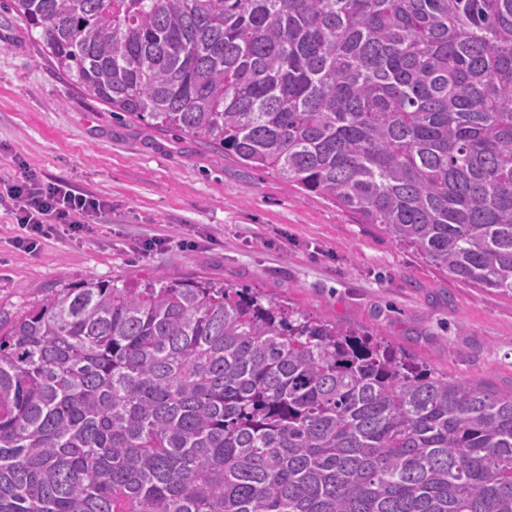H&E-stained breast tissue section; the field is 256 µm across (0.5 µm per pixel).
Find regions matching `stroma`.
I'll use <instances>...</instances> for the list:
<instances>
[{
    "label": "stroma",
    "mask_w": 512,
    "mask_h": 512,
    "mask_svg": "<svg viewBox=\"0 0 512 512\" xmlns=\"http://www.w3.org/2000/svg\"><path fill=\"white\" fill-rule=\"evenodd\" d=\"M38 39L0 7V315L90 279L208 280L512 390V297L454 279L273 171L113 113L41 58ZM28 173L97 196L104 213L82 235L61 227L36 251L18 247L4 196ZM154 238L165 246L148 248Z\"/></svg>",
    "instance_id": "35a3bbf8"
}]
</instances>
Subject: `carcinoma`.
<instances>
[{
  "label": "carcinoma",
  "mask_w": 512,
  "mask_h": 512,
  "mask_svg": "<svg viewBox=\"0 0 512 512\" xmlns=\"http://www.w3.org/2000/svg\"><path fill=\"white\" fill-rule=\"evenodd\" d=\"M113 112L512 295V0H10ZM0 512H512V392L211 281L0 317Z\"/></svg>",
  "instance_id": "1"
}]
</instances>
